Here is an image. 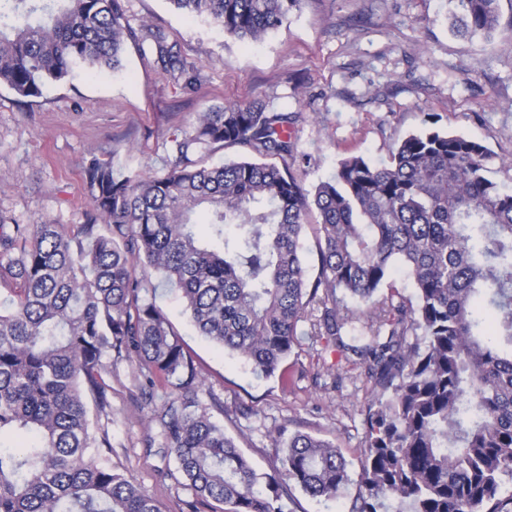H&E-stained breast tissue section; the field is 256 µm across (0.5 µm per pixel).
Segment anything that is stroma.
<instances>
[{
  "mask_svg": "<svg viewBox=\"0 0 512 512\" xmlns=\"http://www.w3.org/2000/svg\"><path fill=\"white\" fill-rule=\"evenodd\" d=\"M134 30L164 31L188 76L164 71L149 52L128 46L124 68L80 67L40 96L0 86V224H61L76 234L89 207L80 170L88 153L120 171L164 174L173 135L198 112L227 102L260 104L292 118V168L306 187L331 178L341 160L386 161L407 135L438 129L482 144L489 177L512 188V0H500L505 22L491 38L449 30L448 0H301L263 42L225 35L211 20L185 14L170 0H125ZM167 313L208 378L202 395L214 420L258 472H271L279 427L333 441L358 476L369 398L360 368L297 327L287 360L293 387L256 377L250 365L200 336L177 289L150 273ZM108 416L91 414L112 441V461L157 499L163 512H185V486L152 416L136 362L109 360L104 376ZM219 405H212V398Z\"/></svg>",
  "mask_w": 512,
  "mask_h": 512,
  "instance_id": "obj_1",
  "label": "stroma"
}]
</instances>
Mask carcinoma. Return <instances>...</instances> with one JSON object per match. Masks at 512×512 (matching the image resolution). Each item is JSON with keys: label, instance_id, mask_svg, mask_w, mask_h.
Instances as JSON below:
<instances>
[{"label": "carcinoma", "instance_id": "carcinoma-1", "mask_svg": "<svg viewBox=\"0 0 512 512\" xmlns=\"http://www.w3.org/2000/svg\"><path fill=\"white\" fill-rule=\"evenodd\" d=\"M170 2L254 43L300 0ZM453 2L462 36L501 25L499 0ZM129 41L183 72L161 30L129 26L124 0H0V85L36 97L77 65L116 71ZM290 123L250 104L199 112L161 176L118 174L91 153L76 235L61 224L0 234V436L21 439L0 443V512H162L89 421V402L109 405L110 357L136 360L166 396L154 413L165 447L219 512H283L296 488L332 500L351 482L335 444L285 428L280 466L253 468L200 401L207 379L149 297L148 269L178 287L201 336L285 390L309 308L310 335L361 361L371 399L349 512H512V189L487 177L483 145L436 130L405 137L381 165L352 156L308 189L288 165ZM228 146L257 158L206 165ZM312 213L311 278L301 237ZM399 269L413 301L389 283Z\"/></svg>", "mask_w": 512, "mask_h": 512}]
</instances>
